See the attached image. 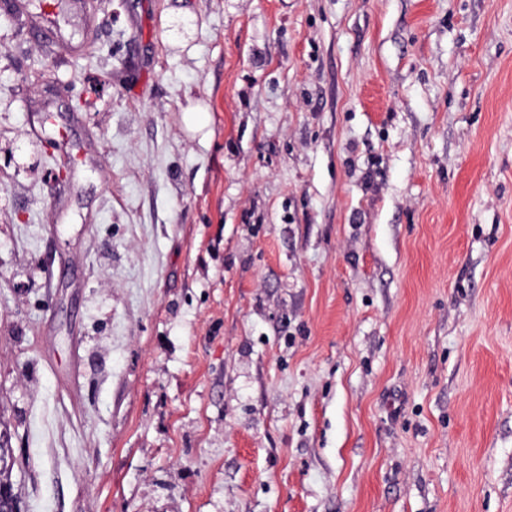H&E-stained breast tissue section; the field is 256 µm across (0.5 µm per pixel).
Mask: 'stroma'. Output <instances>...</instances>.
<instances>
[{
	"label": "stroma",
	"mask_w": 512,
	"mask_h": 512,
	"mask_svg": "<svg viewBox=\"0 0 512 512\" xmlns=\"http://www.w3.org/2000/svg\"><path fill=\"white\" fill-rule=\"evenodd\" d=\"M57 2L0 13L21 512H512V0Z\"/></svg>",
	"instance_id": "obj_1"
}]
</instances>
